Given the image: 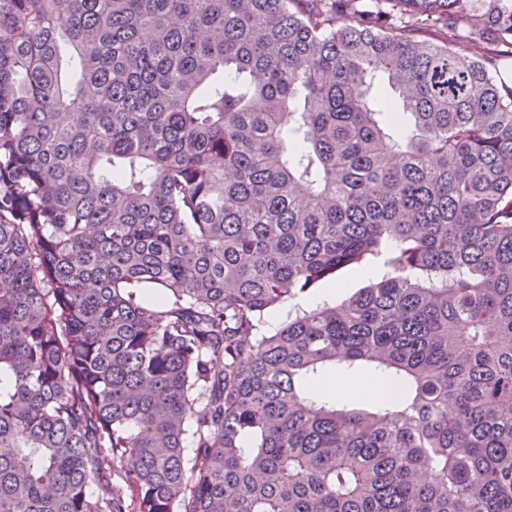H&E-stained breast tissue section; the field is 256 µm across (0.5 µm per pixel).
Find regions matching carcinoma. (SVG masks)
I'll list each match as a JSON object with an SVG mask.
<instances>
[{
	"label": "carcinoma",
	"mask_w": 512,
	"mask_h": 512,
	"mask_svg": "<svg viewBox=\"0 0 512 512\" xmlns=\"http://www.w3.org/2000/svg\"><path fill=\"white\" fill-rule=\"evenodd\" d=\"M457 3L0 0V512H512V0ZM382 265L355 266L345 269L339 280V287L333 282H325L301 296L298 303L304 308L316 303L335 304L348 295L365 288L382 275ZM322 389L326 392L350 394L352 397L362 399L369 397L368 385L365 382H351L340 377H329L323 381Z\"/></svg>",
	"instance_id": "obj_1"
}]
</instances>
